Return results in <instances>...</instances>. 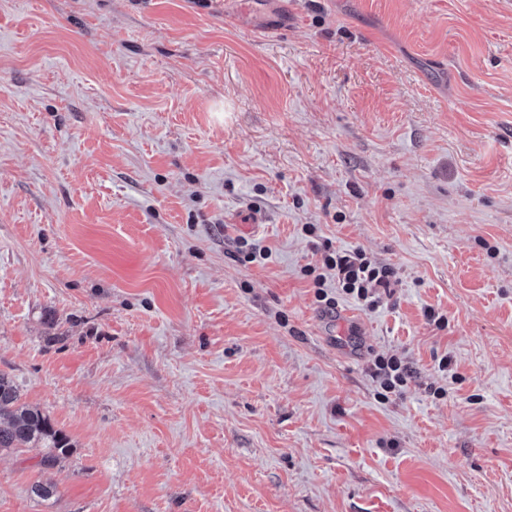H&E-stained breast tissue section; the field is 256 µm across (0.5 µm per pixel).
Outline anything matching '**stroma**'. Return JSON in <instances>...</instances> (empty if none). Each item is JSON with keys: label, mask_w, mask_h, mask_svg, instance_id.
Masks as SVG:
<instances>
[{"label": "stroma", "mask_w": 512, "mask_h": 512, "mask_svg": "<svg viewBox=\"0 0 512 512\" xmlns=\"http://www.w3.org/2000/svg\"><path fill=\"white\" fill-rule=\"evenodd\" d=\"M0 373V512H512V4L0 0ZM323 269L326 273L315 276L313 284L319 290L324 286L326 274L334 271L336 283L342 291L355 298L366 308H375L379 302L380 289L389 288L394 271L378 265L361 249L325 255ZM406 367L394 357L378 356L374 361L373 375L382 380L389 392H402L406 385ZM22 448H48L41 464L53 467L67 455L72 441L47 414L23 402L14 381L0 373V452Z\"/></svg>", "instance_id": "35a3bbf8"}]
</instances>
